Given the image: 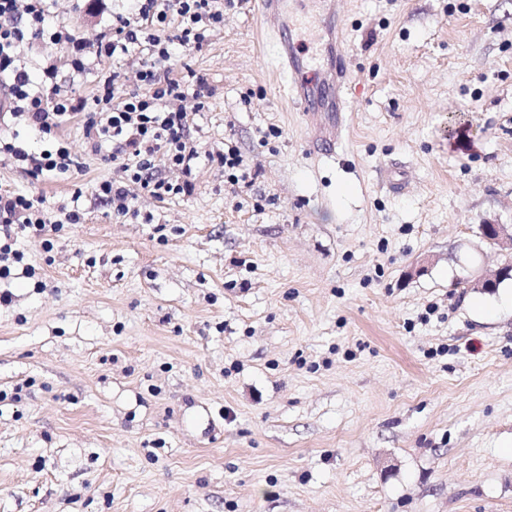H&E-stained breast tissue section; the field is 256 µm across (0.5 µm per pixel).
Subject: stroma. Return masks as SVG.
Wrapping results in <instances>:
<instances>
[{
	"label": "stroma",
	"mask_w": 512,
	"mask_h": 512,
	"mask_svg": "<svg viewBox=\"0 0 512 512\" xmlns=\"http://www.w3.org/2000/svg\"><path fill=\"white\" fill-rule=\"evenodd\" d=\"M345 10L334 154L240 4L172 62L214 88L191 196L113 218L78 118L79 168L0 161V190L84 212L18 233L38 276L0 280V512H512V310L474 305L512 279L473 285L501 262L479 225H512V0ZM208 159L217 162L224 167V176L227 174V179L232 185L238 184L240 181L246 182L249 178V172L244 159L233 147L226 149H217L206 154ZM239 173V174H237Z\"/></svg>",
	"instance_id": "35a3bbf8"
}]
</instances>
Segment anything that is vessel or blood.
<instances>
[{"mask_svg": "<svg viewBox=\"0 0 512 512\" xmlns=\"http://www.w3.org/2000/svg\"><path fill=\"white\" fill-rule=\"evenodd\" d=\"M307 0H257L263 29L276 41L279 68L286 80L287 96L310 122V143L314 149L335 148L345 115L352 109L347 97L353 56L344 48L342 15L329 8L322 26L330 37L324 46L327 63L311 68L300 44L287 39L288 20L305 10Z\"/></svg>", "mask_w": 512, "mask_h": 512, "instance_id": "1", "label": "vessel or blood"}]
</instances>
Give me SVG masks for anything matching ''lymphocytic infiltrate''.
I'll return each mask as SVG.
<instances>
[{
	"instance_id": "lymphocytic-infiltrate-1",
	"label": "lymphocytic infiltrate",
	"mask_w": 512,
	"mask_h": 512,
	"mask_svg": "<svg viewBox=\"0 0 512 512\" xmlns=\"http://www.w3.org/2000/svg\"><path fill=\"white\" fill-rule=\"evenodd\" d=\"M235 0H126L123 11L95 35L80 38L64 25L51 22L49 0H0V87L5 90L7 131L0 133V158L12 160L31 175L64 174L78 164L59 129L74 117L83 119V136L92 152L109 150L112 176L95 183V198L113 216L135 215L134 189L156 200L188 196L194 191L193 170L200 154L187 133L189 111H203L214 95L207 80L193 70L173 75L175 50L201 49L224 26V12ZM62 47L72 77L98 68L92 97L76 95L70 79H60L53 55L37 66L41 82H33L18 53L21 44ZM136 58V89H128L125 71L108 68V61ZM56 138L54 149L40 152L19 146V128ZM180 172L172 180L163 170ZM53 220L20 192L0 193V279L8 277L10 261H21L9 241L14 230L42 234L78 224L83 212L62 204Z\"/></svg>"
}]
</instances>
